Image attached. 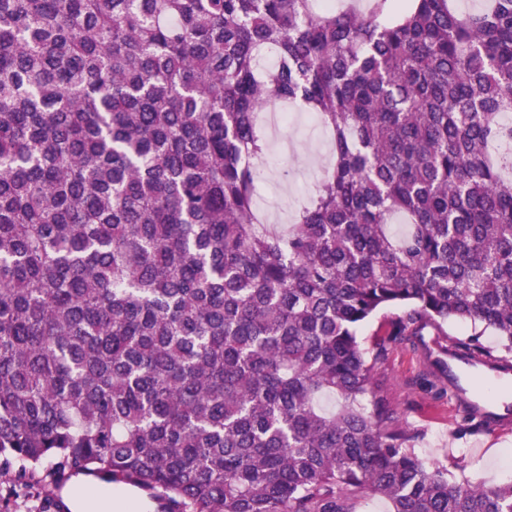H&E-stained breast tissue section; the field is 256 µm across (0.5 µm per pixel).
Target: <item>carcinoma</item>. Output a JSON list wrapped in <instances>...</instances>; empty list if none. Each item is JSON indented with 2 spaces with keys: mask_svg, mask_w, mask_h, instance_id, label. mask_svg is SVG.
<instances>
[{
  "mask_svg": "<svg viewBox=\"0 0 512 512\" xmlns=\"http://www.w3.org/2000/svg\"><path fill=\"white\" fill-rule=\"evenodd\" d=\"M314 2L0 0V475L36 512L80 476L163 512H512L430 469L359 338L403 310L442 392L448 321L512 351V0ZM276 104L332 145L286 232L255 207Z\"/></svg>",
  "mask_w": 512,
  "mask_h": 512,
  "instance_id": "carcinoma-1",
  "label": "carcinoma"
}]
</instances>
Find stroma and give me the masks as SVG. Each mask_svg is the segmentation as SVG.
Returning a JSON list of instances; mask_svg holds the SVG:
<instances>
[{"label":"stroma","instance_id":"1","mask_svg":"<svg viewBox=\"0 0 512 512\" xmlns=\"http://www.w3.org/2000/svg\"><path fill=\"white\" fill-rule=\"evenodd\" d=\"M293 151L270 150L257 166L260 197L283 211L287 227L299 203L312 194L321 173L317 155L323 149L321 128L292 130ZM377 385L391 409L417 432V453L434 466L447 467L463 484L488 485L512 480V428L493 430L466 421L458 400L439 395L423 383L426 364L409 344H388L376 367Z\"/></svg>","mask_w":512,"mask_h":512}]
</instances>
